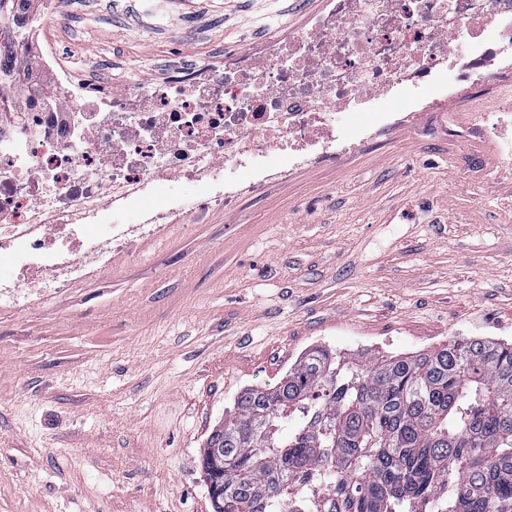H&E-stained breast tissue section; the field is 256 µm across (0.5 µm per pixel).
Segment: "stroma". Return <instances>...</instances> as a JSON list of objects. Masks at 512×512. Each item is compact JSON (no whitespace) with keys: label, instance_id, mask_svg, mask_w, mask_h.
Instances as JSON below:
<instances>
[{"label":"stroma","instance_id":"35a3bbf8","mask_svg":"<svg viewBox=\"0 0 512 512\" xmlns=\"http://www.w3.org/2000/svg\"><path fill=\"white\" fill-rule=\"evenodd\" d=\"M328 0H71L46 32L116 87L309 29ZM512 69L424 91L371 143L133 240L103 270L0 299V512H213L199 461L244 388L322 344L411 354L512 340V170L464 133Z\"/></svg>","mask_w":512,"mask_h":512}]
</instances>
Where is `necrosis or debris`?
<instances>
[{
	"label": "necrosis or debris",
	"mask_w": 512,
	"mask_h": 512,
	"mask_svg": "<svg viewBox=\"0 0 512 512\" xmlns=\"http://www.w3.org/2000/svg\"><path fill=\"white\" fill-rule=\"evenodd\" d=\"M0 73V290L65 288L130 241L235 203L256 186L371 138L364 101L457 92L512 66V0H332L310 29L110 88L29 38ZM274 153L279 164L256 168ZM256 168L252 181L238 172ZM193 187L186 200L180 187Z\"/></svg>",
	"instance_id": "obj_1"
}]
</instances>
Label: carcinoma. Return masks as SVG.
I'll use <instances>...</instances> for the list:
<instances>
[{"mask_svg":"<svg viewBox=\"0 0 512 512\" xmlns=\"http://www.w3.org/2000/svg\"><path fill=\"white\" fill-rule=\"evenodd\" d=\"M0 39L24 50L29 32ZM200 465L213 512H512V342L380 358L313 346L236 397Z\"/></svg>","mask_w":512,"mask_h":512,"instance_id":"obj_1","label":"carcinoma"}]
</instances>
